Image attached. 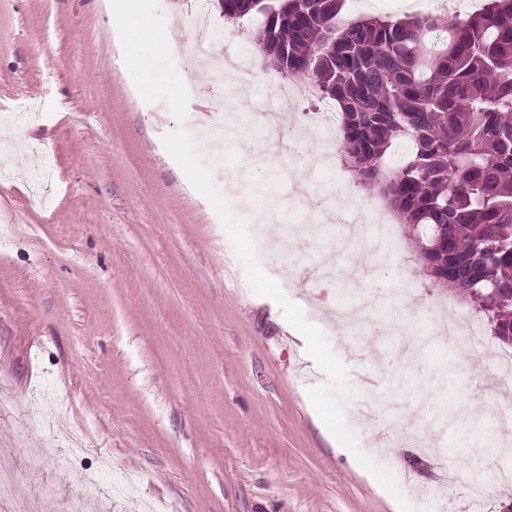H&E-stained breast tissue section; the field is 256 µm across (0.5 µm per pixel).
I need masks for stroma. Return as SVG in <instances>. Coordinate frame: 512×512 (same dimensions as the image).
<instances>
[{"label": "stroma", "instance_id": "1", "mask_svg": "<svg viewBox=\"0 0 512 512\" xmlns=\"http://www.w3.org/2000/svg\"><path fill=\"white\" fill-rule=\"evenodd\" d=\"M183 79L196 135L222 91L206 64ZM281 84L255 60L221 108L238 134L204 150L216 185L238 183L231 205L262 236L263 268L349 370L360 448L416 512H512V491L474 509L445 496L449 470L474 484L512 472L495 416L512 409V384L494 372L507 347L485 329L457 363L443 334L467 329L476 308L432 283L338 145L316 165L317 93L289 104L280 146L249 165L262 142L254 103ZM175 126L136 90L110 0H0V391L15 400L0 414V466L25 512H69L86 475L109 487L126 472L140 482L93 512H400L311 404L325 376L277 304L253 294L165 150ZM42 180L44 204L32 195ZM351 195L392 222L362 253L342 248L345 223H323ZM36 386L46 397L29 401Z\"/></svg>", "mask_w": 512, "mask_h": 512}]
</instances>
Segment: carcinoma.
Listing matches in <instances>:
<instances>
[{"instance_id": "1", "label": "carcinoma", "mask_w": 512, "mask_h": 512, "mask_svg": "<svg viewBox=\"0 0 512 512\" xmlns=\"http://www.w3.org/2000/svg\"><path fill=\"white\" fill-rule=\"evenodd\" d=\"M347 2L224 0V20L264 16L266 66L339 105L352 171L381 188L438 285L511 347L512 0L464 20L347 19ZM397 140L408 153L384 174Z\"/></svg>"}]
</instances>
